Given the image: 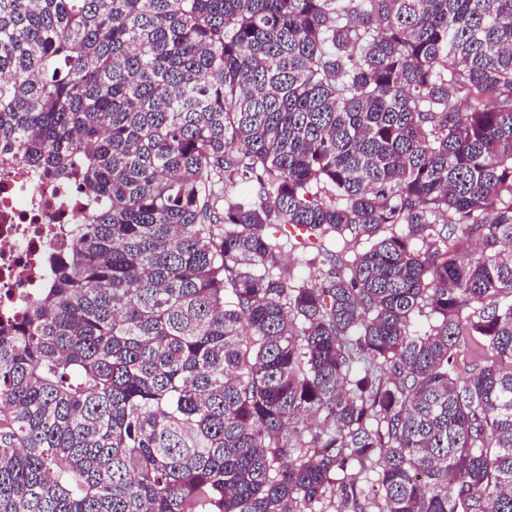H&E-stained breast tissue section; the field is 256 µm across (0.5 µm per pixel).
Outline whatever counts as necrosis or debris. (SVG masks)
Listing matches in <instances>:
<instances>
[{
	"label": "necrosis or debris",
	"mask_w": 512,
	"mask_h": 512,
	"mask_svg": "<svg viewBox=\"0 0 512 512\" xmlns=\"http://www.w3.org/2000/svg\"><path fill=\"white\" fill-rule=\"evenodd\" d=\"M86 209L73 189L18 166L0 168V319L40 295L46 259L69 246L59 226L81 223Z\"/></svg>",
	"instance_id": "4bbe7bcc"
}]
</instances>
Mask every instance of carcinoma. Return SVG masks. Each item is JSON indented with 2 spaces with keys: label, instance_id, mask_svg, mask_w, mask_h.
Returning a JSON list of instances; mask_svg holds the SVG:
<instances>
[{
  "label": "carcinoma",
  "instance_id": "cac0c4a2",
  "mask_svg": "<svg viewBox=\"0 0 512 512\" xmlns=\"http://www.w3.org/2000/svg\"><path fill=\"white\" fill-rule=\"evenodd\" d=\"M0 164V512H512V0H0ZM85 205L73 189L19 166L0 167V319L15 317L40 295L46 259L70 245L61 224L81 223Z\"/></svg>",
  "mask_w": 512,
  "mask_h": 512
}]
</instances>
